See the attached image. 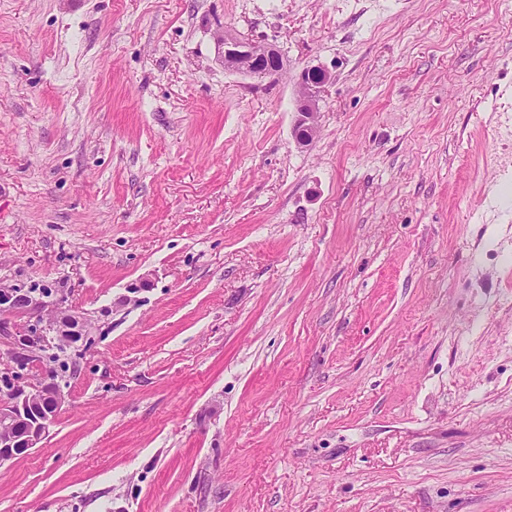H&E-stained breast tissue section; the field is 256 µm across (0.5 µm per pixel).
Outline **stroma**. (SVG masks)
<instances>
[{
  "instance_id": "1",
  "label": "stroma",
  "mask_w": 512,
  "mask_h": 512,
  "mask_svg": "<svg viewBox=\"0 0 512 512\" xmlns=\"http://www.w3.org/2000/svg\"><path fill=\"white\" fill-rule=\"evenodd\" d=\"M509 118L512 0H0V281L95 333L0 512H512ZM222 49L224 68L251 77L277 76L285 67L281 52L272 44L241 39L229 29H223L216 37ZM328 79L329 72L319 65L307 68L299 75L293 126L294 137L299 144L307 143L317 131V106Z\"/></svg>"
}]
</instances>
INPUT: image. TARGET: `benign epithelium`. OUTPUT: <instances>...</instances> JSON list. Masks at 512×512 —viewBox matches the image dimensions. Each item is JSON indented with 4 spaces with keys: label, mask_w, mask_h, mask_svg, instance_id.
<instances>
[{
    "label": "benign epithelium",
    "mask_w": 512,
    "mask_h": 512,
    "mask_svg": "<svg viewBox=\"0 0 512 512\" xmlns=\"http://www.w3.org/2000/svg\"><path fill=\"white\" fill-rule=\"evenodd\" d=\"M222 49L224 68L251 77L277 76L285 67L281 52L273 45L241 39L229 29L216 37ZM329 79L322 66L301 72L297 80L294 137L307 143L317 131L320 93ZM0 314L16 318L0 319V334L25 336L13 342L7 359L0 362V464L37 447L49 434L58 413L67 402L54 366L43 359L41 348L57 344L84 348L93 336V327L84 313L67 304L59 292L46 299L40 290L0 282Z\"/></svg>",
    "instance_id": "7a95c632"
}]
</instances>
